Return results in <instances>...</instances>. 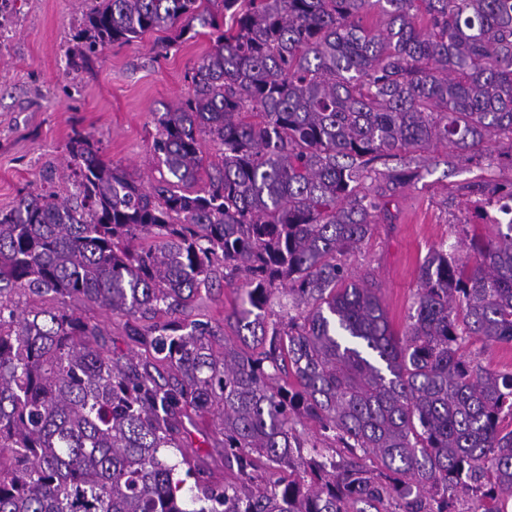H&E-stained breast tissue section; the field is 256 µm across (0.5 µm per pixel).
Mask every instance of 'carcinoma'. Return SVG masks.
I'll use <instances>...</instances> for the list:
<instances>
[{
    "label": "carcinoma",
    "mask_w": 512,
    "mask_h": 512,
    "mask_svg": "<svg viewBox=\"0 0 512 512\" xmlns=\"http://www.w3.org/2000/svg\"><path fill=\"white\" fill-rule=\"evenodd\" d=\"M82 4L77 68L196 23L211 47L156 117L168 176L138 183L77 132L71 188L0 210V512H507L512 371L464 344H512V190L466 186L507 199L509 220L465 255L429 251L401 332L345 256L383 209L360 188L373 160L438 145L483 160L493 138L512 159V0ZM219 273L243 279L237 341L157 320ZM277 292L288 308L270 320ZM31 296L58 305L27 311ZM72 300L144 322L143 352L102 350ZM206 415L236 475L221 490L183 451Z\"/></svg>",
    "instance_id": "1"
}]
</instances>
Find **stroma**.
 I'll return each instance as SVG.
<instances>
[{
	"label": "stroma",
	"mask_w": 512,
	"mask_h": 512,
	"mask_svg": "<svg viewBox=\"0 0 512 512\" xmlns=\"http://www.w3.org/2000/svg\"><path fill=\"white\" fill-rule=\"evenodd\" d=\"M1 9L7 18L0 22V208L67 177L66 145L77 130L90 133L103 157L133 179L145 184L159 179L162 166L152 150L155 115L187 95L191 69L211 46L207 32L176 41L163 56L155 49L160 34L149 33L141 41L104 49L90 70L81 71L69 63L82 47L79 0H7ZM414 163L421 178L391 190L387 165L376 162L380 174L368 187L385 190L389 213L378 216L371 235L347 258L353 275H371L399 331L414 312L416 269L428 251L464 240V224L497 211L466 195L464 185L482 177L512 186V166L452 162L442 148ZM238 303L237 288L219 279L183 317L211 322L232 340L236 331L228 318ZM71 308L100 325L107 349L138 351L125 317L81 302ZM198 426L189 453L200 457L214 487L223 488L234 479L224 467L223 439L212 433L211 417Z\"/></svg>",
	"instance_id": "stroma-1"
}]
</instances>
